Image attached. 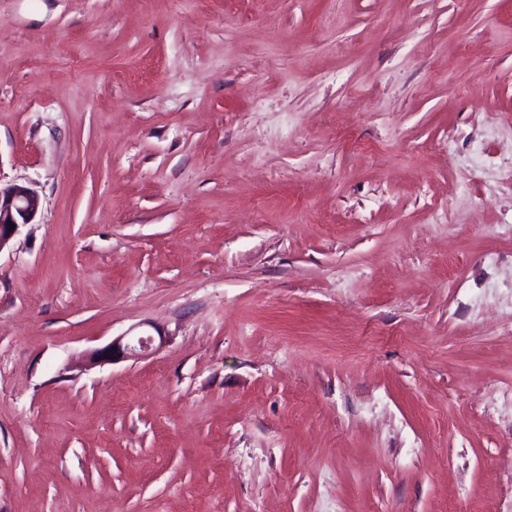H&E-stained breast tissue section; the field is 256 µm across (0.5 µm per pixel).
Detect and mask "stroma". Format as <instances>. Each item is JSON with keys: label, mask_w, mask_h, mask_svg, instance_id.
Wrapping results in <instances>:
<instances>
[{"label": "stroma", "mask_w": 512, "mask_h": 512, "mask_svg": "<svg viewBox=\"0 0 512 512\" xmlns=\"http://www.w3.org/2000/svg\"><path fill=\"white\" fill-rule=\"evenodd\" d=\"M505 112L512 0H0V512H512ZM40 207L38 193L23 184L2 188L0 183V250L6 248L19 232V227L30 224ZM8 223L14 224L9 232ZM125 336L112 340L108 345L92 351L86 358L88 365L109 363L118 359L135 358L148 350L153 342L152 336H139L135 343L124 342Z\"/></svg>", "instance_id": "stroma-1"}]
</instances>
